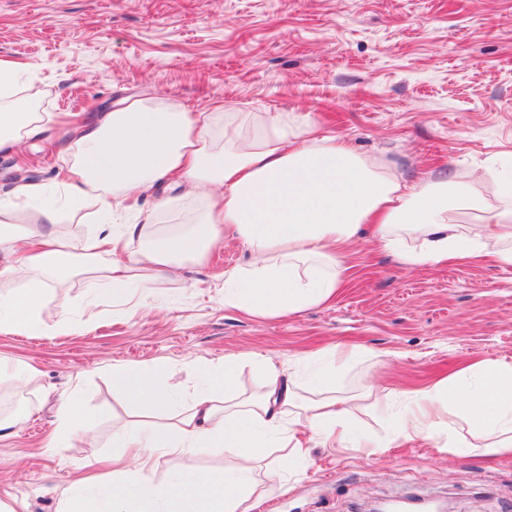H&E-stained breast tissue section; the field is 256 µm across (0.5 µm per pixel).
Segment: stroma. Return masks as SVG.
Segmentation results:
<instances>
[{
  "instance_id": "obj_1",
  "label": "stroma",
  "mask_w": 512,
  "mask_h": 512,
  "mask_svg": "<svg viewBox=\"0 0 512 512\" xmlns=\"http://www.w3.org/2000/svg\"><path fill=\"white\" fill-rule=\"evenodd\" d=\"M0 60L30 66V97L74 119L124 98L165 97L195 112L220 103L310 117L319 133L414 179L512 169V0H0ZM63 132L0 153V200L20 182L59 198ZM244 255L219 242L141 295L133 315L77 275L51 285L28 332H0V355L17 367L0 376V408L15 393L27 400L23 422L0 439V503L57 512L80 478L98 476L85 488L92 497L111 480L112 422L135 413L114 366H167L181 412L195 364L259 353L316 399L304 354L349 349L328 393L346 401L355 441L311 442L309 466L267 484L258 512H367L409 497L512 512V455L444 453L392 427L408 392L473 361L512 362V270L489 258L411 268L364 237L347 252L351 276L334 300L263 319L224 305V273ZM70 393L97 416L94 440L55 436ZM364 439L380 449L361 448ZM234 464L220 448L160 454L153 479Z\"/></svg>"
}]
</instances>
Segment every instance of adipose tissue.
Returning <instances> with one entry per match:
<instances>
[{"mask_svg": "<svg viewBox=\"0 0 512 512\" xmlns=\"http://www.w3.org/2000/svg\"><path fill=\"white\" fill-rule=\"evenodd\" d=\"M19 65L0 61V151L38 138L54 112L21 106ZM70 166L65 206L77 210L94 199L101 223L70 251L59 236V206H36L43 185L25 183L0 205V281L24 280L0 302V331H27L52 281L75 274H104L112 299L129 302L132 288L149 292L186 260H203L230 237L249 254L224 274V304L262 318H277L323 304L348 278L343 254L371 227L374 240L411 266L492 257L512 268V204L489 207L470 181L445 173L413 181L365 158L347 141L316 133L304 117L285 112H192L176 103L126 98L112 111L71 122L66 131ZM204 208L176 231L155 229L152 217L113 223L124 202L158 190L172 205L170 187ZM34 232H26V225ZM112 258L100 265L104 247ZM251 366L262 390L248 394L239 380ZM201 382L187 411L166 428L151 425L171 413L172 372L115 369L113 378L134 403L146 427L121 424L113 438L136 451L137 493L121 483L126 466L113 469L111 496L89 499L68 493L58 512H257L265 482L281 478L266 466L273 445L284 462L305 467L310 451L301 436L331 446L350 439L344 400L301 401L292 380L271 358L252 354L196 368ZM458 415L476 430L487 454H512V364L481 361L463 377H450L415 392L396 414L394 430L407 440L445 436L444 449L465 444L443 417ZM221 446L238 460L235 469L197 473L170 483L152 478L155 454L179 455Z\"/></svg>", "mask_w": 512, "mask_h": 512, "instance_id": "obj_1", "label": "adipose tissue"}]
</instances>
